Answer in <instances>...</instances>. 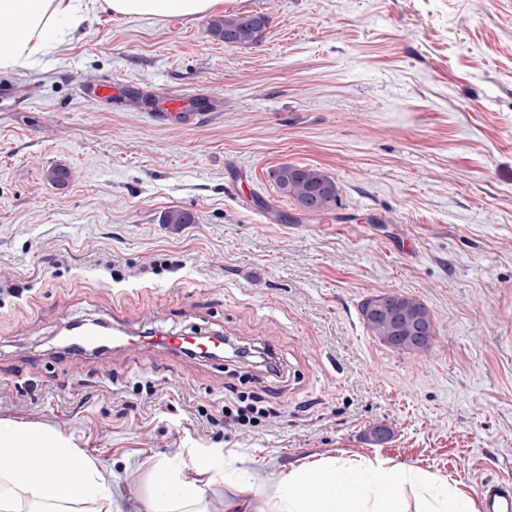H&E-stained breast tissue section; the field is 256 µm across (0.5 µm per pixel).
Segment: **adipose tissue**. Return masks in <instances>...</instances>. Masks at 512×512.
Listing matches in <instances>:
<instances>
[{
	"label": "adipose tissue",
	"instance_id": "1",
	"mask_svg": "<svg viewBox=\"0 0 512 512\" xmlns=\"http://www.w3.org/2000/svg\"><path fill=\"white\" fill-rule=\"evenodd\" d=\"M224 0H0V71L40 64L49 48L74 38L90 9L129 19L194 18L222 9ZM0 512H122L90 458L59 430L15 422L0 424ZM74 473L68 483L49 480L59 461ZM46 480L34 481L30 467ZM176 461L157 463L145 512H206L205 487L187 482ZM224 512H475L468 494L424 471L359 454L306 463L258 483L246 473L224 499Z\"/></svg>",
	"mask_w": 512,
	"mask_h": 512
}]
</instances>
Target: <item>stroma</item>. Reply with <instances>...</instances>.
Segmentation results:
<instances>
[{
  "instance_id": "35a3bbf8",
  "label": "stroma",
  "mask_w": 512,
  "mask_h": 512,
  "mask_svg": "<svg viewBox=\"0 0 512 512\" xmlns=\"http://www.w3.org/2000/svg\"><path fill=\"white\" fill-rule=\"evenodd\" d=\"M265 14L228 47L207 17L96 12L0 101V424L56 427L99 463L124 512L154 465L212 448L271 475L360 454L478 497L512 488V0H224ZM137 82L143 102L79 85ZM205 90V120L155 118ZM284 164L321 168L340 224L277 189ZM67 166L70 181L49 182ZM193 223L167 224L166 211ZM396 292L429 309L428 353L395 351L361 305ZM270 345L280 376L238 358L160 349L61 354L73 322ZM252 391L257 427L223 425ZM392 430L370 441L372 427ZM122 82H115L112 77L103 80L83 83L79 90L83 98L94 101L97 98L111 99L114 92L122 88Z\"/></svg>"
}]
</instances>
